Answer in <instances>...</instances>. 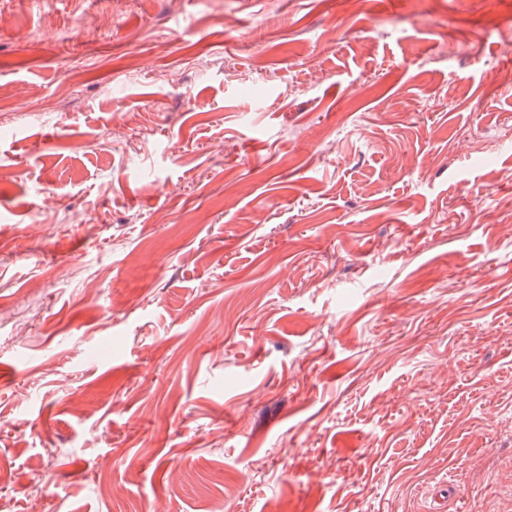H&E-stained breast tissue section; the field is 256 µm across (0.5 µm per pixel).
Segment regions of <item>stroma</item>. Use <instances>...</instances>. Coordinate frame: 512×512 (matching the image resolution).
I'll return each instance as SVG.
<instances>
[{
  "mask_svg": "<svg viewBox=\"0 0 512 512\" xmlns=\"http://www.w3.org/2000/svg\"><path fill=\"white\" fill-rule=\"evenodd\" d=\"M509 199L512 0H0V495L485 512Z\"/></svg>",
  "mask_w": 512,
  "mask_h": 512,
  "instance_id": "35a3bbf8",
  "label": "stroma"
}]
</instances>
